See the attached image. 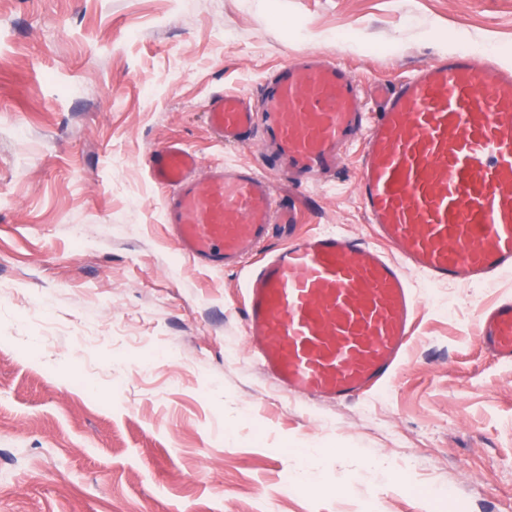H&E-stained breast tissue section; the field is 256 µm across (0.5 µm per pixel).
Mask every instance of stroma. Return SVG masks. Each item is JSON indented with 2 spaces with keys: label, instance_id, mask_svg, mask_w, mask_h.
<instances>
[{
  "label": "stroma",
  "instance_id": "1",
  "mask_svg": "<svg viewBox=\"0 0 512 512\" xmlns=\"http://www.w3.org/2000/svg\"><path fill=\"white\" fill-rule=\"evenodd\" d=\"M459 48L512 66V0H0V512H512V364L477 338L487 285L408 278L396 380L340 404L282 394L248 354L245 275L194 264L149 151L215 145L210 97L294 56L392 83ZM302 230L372 231L357 153L274 177Z\"/></svg>",
  "mask_w": 512,
  "mask_h": 512
}]
</instances>
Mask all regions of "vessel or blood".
I'll return each instance as SVG.
<instances>
[{
    "label": "vessel or blood",
    "instance_id": "obj_1",
    "mask_svg": "<svg viewBox=\"0 0 512 512\" xmlns=\"http://www.w3.org/2000/svg\"><path fill=\"white\" fill-rule=\"evenodd\" d=\"M259 105L212 98L206 124L227 147L260 139L273 169L315 186L358 145L357 190L379 250L333 230L301 234L272 178L225 164L200 175L178 141L152 149L164 220L202 266L248 265L249 352L280 391L344 402L385 385L405 358L419 301L408 271L482 285L512 275V68L470 50L362 90L345 66L301 56L263 84ZM285 245L263 246L272 227ZM480 344L512 362V297L480 314Z\"/></svg>",
    "mask_w": 512,
    "mask_h": 512
}]
</instances>
